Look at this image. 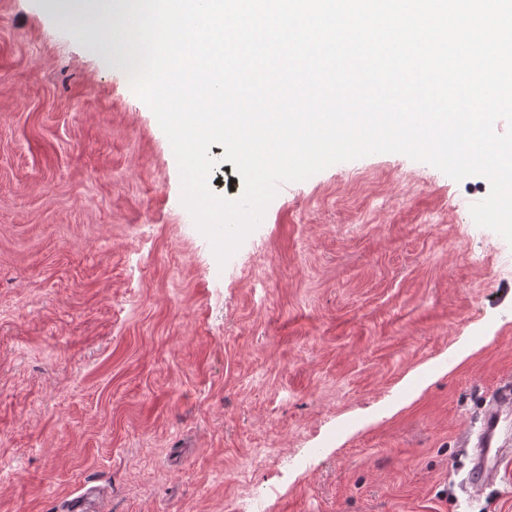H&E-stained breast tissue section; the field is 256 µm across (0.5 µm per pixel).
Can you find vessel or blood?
<instances>
[{
  "label": "vessel or blood",
  "mask_w": 512,
  "mask_h": 512,
  "mask_svg": "<svg viewBox=\"0 0 512 512\" xmlns=\"http://www.w3.org/2000/svg\"><path fill=\"white\" fill-rule=\"evenodd\" d=\"M512 411V374L503 375L498 388L485 398L479 412L477 432H464L463 443L473 444L474 456L467 478L471 492H481L502 481L506 467L512 463V450L498 442L502 417ZM100 494L97 488L85 487L68 500L65 512H98Z\"/></svg>",
  "instance_id": "b4317fda"
}]
</instances>
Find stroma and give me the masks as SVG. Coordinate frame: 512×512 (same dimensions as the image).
Masks as SVG:
<instances>
[{"mask_svg":"<svg viewBox=\"0 0 512 512\" xmlns=\"http://www.w3.org/2000/svg\"><path fill=\"white\" fill-rule=\"evenodd\" d=\"M0 0V512H512L460 446L512 372V244L399 153L280 184L225 265L111 0ZM74 498L67 500L66 512H95L98 511L100 494L96 487H84Z\"/></svg>","mask_w":512,"mask_h":512,"instance_id":"stroma-1","label":"stroma"}]
</instances>
